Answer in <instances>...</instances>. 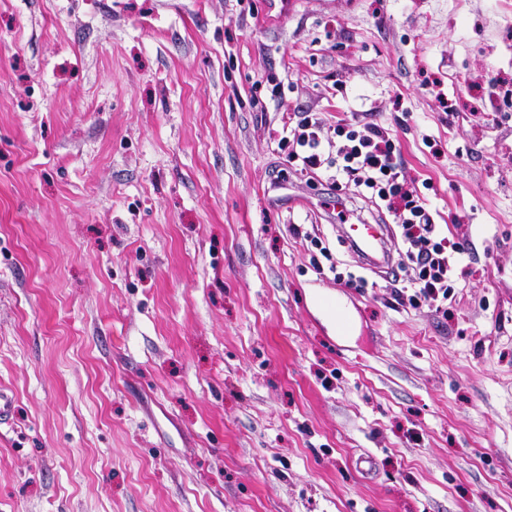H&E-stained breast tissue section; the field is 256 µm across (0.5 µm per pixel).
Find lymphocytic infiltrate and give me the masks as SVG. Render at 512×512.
<instances>
[{
    "label": "lymphocytic infiltrate",
    "mask_w": 512,
    "mask_h": 512,
    "mask_svg": "<svg viewBox=\"0 0 512 512\" xmlns=\"http://www.w3.org/2000/svg\"><path fill=\"white\" fill-rule=\"evenodd\" d=\"M288 160L308 174L328 173L337 191L356 189L396 220L402 258L394 274L399 303H426L446 314L467 250L449 239L437 213L410 187L391 129L359 117L329 123L323 113L294 112L282 138Z\"/></svg>",
    "instance_id": "f902f5d3"
}]
</instances>
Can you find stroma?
<instances>
[{
	"mask_svg": "<svg viewBox=\"0 0 512 512\" xmlns=\"http://www.w3.org/2000/svg\"><path fill=\"white\" fill-rule=\"evenodd\" d=\"M506 89L512 0H0V512H512ZM302 108L396 130L447 315L341 242Z\"/></svg>",
	"mask_w": 512,
	"mask_h": 512,
	"instance_id": "obj_1",
	"label": "stroma"
}]
</instances>
